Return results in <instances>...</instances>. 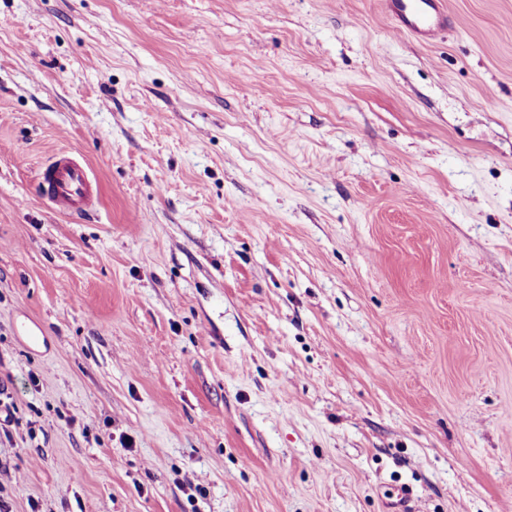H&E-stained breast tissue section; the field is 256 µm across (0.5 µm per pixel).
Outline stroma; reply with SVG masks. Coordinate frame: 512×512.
Masks as SVG:
<instances>
[{
	"label": "stroma",
	"mask_w": 512,
	"mask_h": 512,
	"mask_svg": "<svg viewBox=\"0 0 512 512\" xmlns=\"http://www.w3.org/2000/svg\"><path fill=\"white\" fill-rule=\"evenodd\" d=\"M382 2L0 0V512H512V0ZM383 9L394 34L419 42L435 41L451 24L443 0H384ZM39 184L61 214H90L100 203L88 166L68 155L49 160L42 167Z\"/></svg>",
	"instance_id": "obj_1"
}]
</instances>
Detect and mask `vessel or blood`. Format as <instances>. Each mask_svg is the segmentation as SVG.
<instances>
[{
	"label": "vessel or blood",
	"instance_id": "b4317fda",
	"mask_svg": "<svg viewBox=\"0 0 512 512\" xmlns=\"http://www.w3.org/2000/svg\"><path fill=\"white\" fill-rule=\"evenodd\" d=\"M394 34L429 43L446 33L451 19L444 0H383ZM39 183L55 211L85 215L96 211L100 199L87 165L61 155L42 168Z\"/></svg>",
	"mask_w": 512,
	"mask_h": 512
}]
</instances>
